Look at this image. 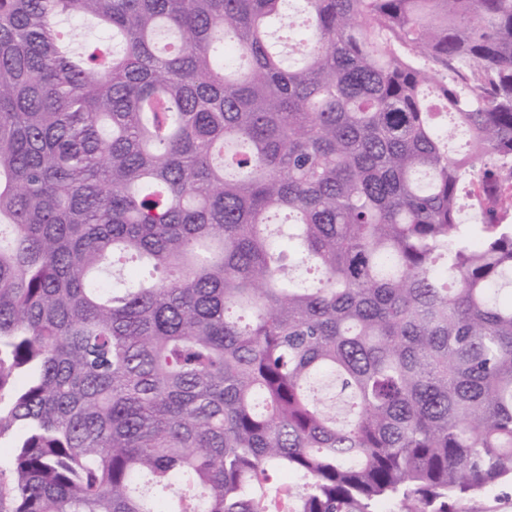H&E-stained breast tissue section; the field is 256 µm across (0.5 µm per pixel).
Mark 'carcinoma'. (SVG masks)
<instances>
[{"label":"carcinoma","instance_id":"1","mask_svg":"<svg viewBox=\"0 0 512 512\" xmlns=\"http://www.w3.org/2000/svg\"><path fill=\"white\" fill-rule=\"evenodd\" d=\"M289 2L0 0V512L512 481V0Z\"/></svg>","mask_w":512,"mask_h":512}]
</instances>
